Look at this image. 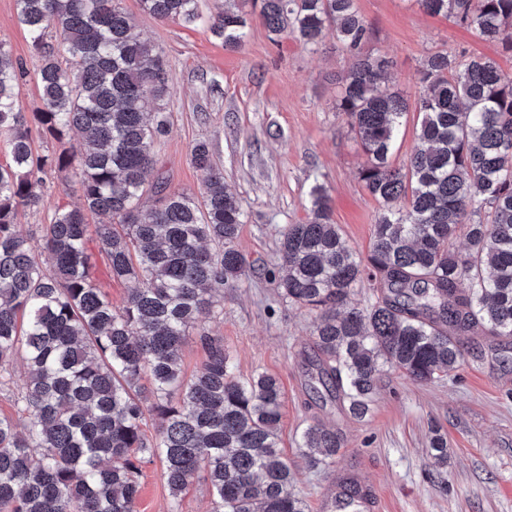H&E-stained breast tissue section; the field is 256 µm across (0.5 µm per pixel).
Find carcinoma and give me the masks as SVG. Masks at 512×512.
Instances as JSON below:
<instances>
[{
    "mask_svg": "<svg viewBox=\"0 0 512 512\" xmlns=\"http://www.w3.org/2000/svg\"><path fill=\"white\" fill-rule=\"evenodd\" d=\"M356 2L260 0L259 19L309 49L332 26L353 57L336 110L367 157L359 179L381 204L369 251L362 258L347 246L317 184L307 220L278 231V288L314 315L311 389L363 418L384 368L429 382L465 363L457 337L512 339V75L491 58L428 56L419 145L397 168L391 156L409 105L386 86L390 61L361 54L369 30ZM417 2L512 55V0ZM140 7L159 20L201 18L200 0ZM16 10L40 54L42 107L31 119L16 108L25 70L0 41V136L11 156L0 167V390L19 364L26 378L15 415L0 416V512H139L142 465L155 459L175 499L204 478L211 512H306L280 446L279 381L240 378L224 342L204 331L202 364L190 375L182 368L190 331L214 313L218 290L245 274L235 246L244 212L204 141L191 151L201 197L140 203L167 132L166 61L120 0H16ZM247 25L237 0H224L212 32L234 50ZM49 28L55 46L44 41ZM33 123L57 141L78 131L79 153L34 154ZM48 169L78 176L82 205L56 209L36 247L15 217L40 203ZM89 213L115 220L96 238L112 279L133 284L118 306L92 271ZM462 228L460 253L451 240ZM364 279L377 292L366 308L351 301ZM299 447L317 468L341 440L314 424Z\"/></svg>",
    "mask_w": 512,
    "mask_h": 512,
    "instance_id": "obj_1",
    "label": "carcinoma"
}]
</instances>
